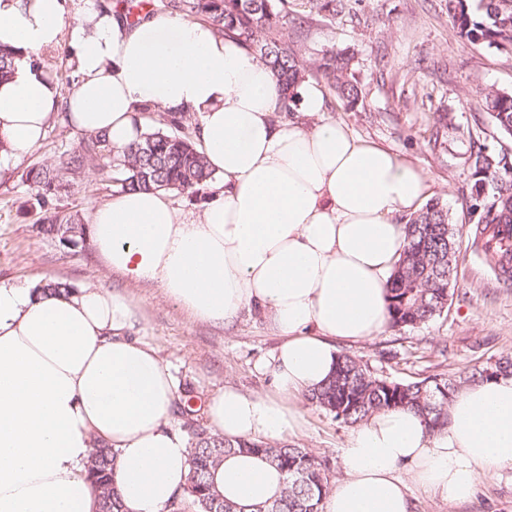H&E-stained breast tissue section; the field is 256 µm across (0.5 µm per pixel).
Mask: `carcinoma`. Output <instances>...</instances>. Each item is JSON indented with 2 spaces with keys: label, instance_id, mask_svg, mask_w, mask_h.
<instances>
[{
  "label": "carcinoma",
  "instance_id": "carcinoma-1",
  "mask_svg": "<svg viewBox=\"0 0 512 512\" xmlns=\"http://www.w3.org/2000/svg\"><path fill=\"white\" fill-rule=\"evenodd\" d=\"M162 9L204 21L221 36H234L274 73L286 99L284 112H297V89L308 75L322 77L348 111L363 100V90L351 72L352 55L343 49L325 51L308 61L283 36L290 15L289 0H163ZM448 14L461 40L494 42L512 51V0H479L471 12L466 0H447ZM15 54L0 49V80L12 76ZM486 109L503 133L512 135V91L484 88ZM145 132L141 139L116 151L101 134H86L50 165H33L24 182L33 191L42 216L35 225L44 238L74 250L89 245L88 226L72 214L57 211L56 201L92 170L112 183L116 193L165 190L201 200L215 180L198 149L197 125L187 112L139 110ZM474 184L468 200L470 220L489 232L472 245L492 266L512 256V238H497L496 228L512 226V160L478 148L471 154ZM405 241L387 289L389 327L416 328L448 311L461 253L458 231L447 204L432 200L404 225ZM512 376V356L501 355L466 375L433 373L414 380H396L362 358L339 354L331 379L307 395L316 406L346 425L355 426L382 410H413L428 430L447 424L448 403L462 386ZM190 451L191 499L196 512H322L330 491V463L313 451L291 444L271 445L260 440H232L213 432L197 418L183 422ZM267 460L283 475L284 487L271 501L240 504L227 499L215 485V471L230 455ZM98 492L99 512H122L117 454L106 446L94 449L88 466Z\"/></svg>",
  "mask_w": 512,
  "mask_h": 512
}]
</instances>
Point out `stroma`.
<instances>
[{
  "mask_svg": "<svg viewBox=\"0 0 512 512\" xmlns=\"http://www.w3.org/2000/svg\"><path fill=\"white\" fill-rule=\"evenodd\" d=\"M292 8L306 22L287 25L284 36L304 58H317L331 48L355 53L354 74L364 93L356 111H345L328 97L322 78L307 80L326 93L328 117L426 172L433 198L447 203L462 233L447 313L418 328L386 329L371 341L345 345V352L364 357L398 380L433 372L466 373L512 353V281L496 276L472 247L474 225L465 205L474 144L512 155V137L497 129L479 94L489 87L512 91V53L486 42L462 43L446 0H350L348 10L333 17L308 12L300 0ZM78 138V132L54 120L26 162L0 180V281L41 283L53 278L128 293L140 312L135 336L157 350L180 389L191 391L192 406L228 384L267 391L271 377L264 364L279 338L259 314L243 311L230 329L198 322L161 288L133 284L106 271L94 248L67 252L37 236L27 206L31 191L22 175L28 166L53 161ZM112 196L111 182L90 171L59 206L87 222ZM304 409L305 422L289 442L329 458L330 475L338 477L351 429L312 404ZM410 492L414 512H512V468L487 472L466 503L445 502L415 484Z\"/></svg>",
  "mask_w": 512,
  "mask_h": 512,
  "instance_id": "stroma-1",
  "label": "stroma"
}]
</instances>
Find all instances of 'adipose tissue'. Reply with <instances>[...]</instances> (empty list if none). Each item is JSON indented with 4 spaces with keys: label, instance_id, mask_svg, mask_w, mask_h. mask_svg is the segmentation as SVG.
Returning a JSON list of instances; mask_svg holds the SVG:
<instances>
[{
    "label": "adipose tissue",
    "instance_id": "obj_1",
    "mask_svg": "<svg viewBox=\"0 0 512 512\" xmlns=\"http://www.w3.org/2000/svg\"><path fill=\"white\" fill-rule=\"evenodd\" d=\"M0 46L14 52L0 83V178L66 117L112 148L137 142L148 104L199 119L198 143L221 183L194 210L163 191H130L89 227L106 268L154 284L203 323L262 315L280 343L267 362L272 394L227 386L204 406L224 437L276 444L304 422L300 396L326 382L339 346L388 326L387 288L404 223L430 197L428 175L321 119L325 100L299 89L283 117L275 75L235 37L177 15L129 21L111 0H0ZM67 47L64 89L44 52ZM132 300L97 285L51 294L0 281V512H98L88 478L95 445L117 454L124 512H165L190 480L189 445L173 424L178 385L133 336ZM512 468V376L459 389L447 427L410 410L357 425L323 512H413L410 483L463 503L481 476ZM216 482L232 500H268L269 463L226 458Z\"/></svg>",
    "mask_w": 512,
    "mask_h": 512
}]
</instances>
